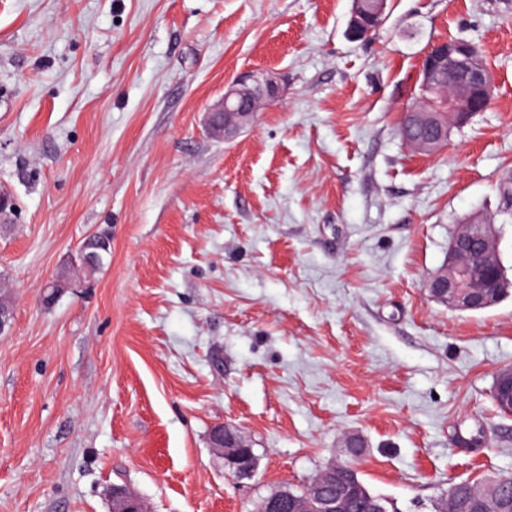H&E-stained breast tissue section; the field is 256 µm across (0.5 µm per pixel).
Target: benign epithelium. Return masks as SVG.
Instances as JSON below:
<instances>
[{
	"instance_id": "1",
	"label": "benign epithelium",
	"mask_w": 512,
	"mask_h": 512,
	"mask_svg": "<svg viewBox=\"0 0 512 512\" xmlns=\"http://www.w3.org/2000/svg\"><path fill=\"white\" fill-rule=\"evenodd\" d=\"M388 0H352L348 30L356 38L369 36L381 26ZM421 84L440 94L446 108L430 110L414 105L404 111L406 124L419 127L422 134L405 139L417 151H429L448 141L450 128L467 124L484 111L493 96V76L485 60L467 43L442 41L424 55L420 70ZM281 97L275 78L260 80L245 75L224 93L223 99L209 112L208 128L212 135L233 138L246 129L261 101L274 102ZM425 288L430 297L444 302L449 309L476 312L494 306L505 288V272L499 250L496 225L472 218L464 222L448 245V262L430 277ZM210 446L224 459L237 478L250 476L256 458L250 443L231 424L215 426L210 431ZM355 471V463L328 464L309 484L308 500L313 509L293 498H275L260 512H343L336 497L333 476L336 468ZM110 512H152L149 503L126 487L112 489Z\"/></svg>"
}]
</instances>
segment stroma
I'll return each instance as SVG.
<instances>
[{
  "instance_id": "obj_1",
  "label": "stroma",
  "mask_w": 512,
  "mask_h": 512,
  "mask_svg": "<svg viewBox=\"0 0 512 512\" xmlns=\"http://www.w3.org/2000/svg\"><path fill=\"white\" fill-rule=\"evenodd\" d=\"M0 0V512H256L363 441L398 512L512 475V295L451 311L426 281L467 216L512 275V0ZM478 41L490 107L419 154L397 131L427 50ZM245 72L283 98L225 140L208 112ZM112 257L52 307L38 289L89 235ZM235 425L256 471L209 443ZM388 0H353L348 30L356 38L369 36L374 28L381 26ZM111 512H152L149 503L134 490L126 487L112 489Z\"/></svg>"
}]
</instances>
